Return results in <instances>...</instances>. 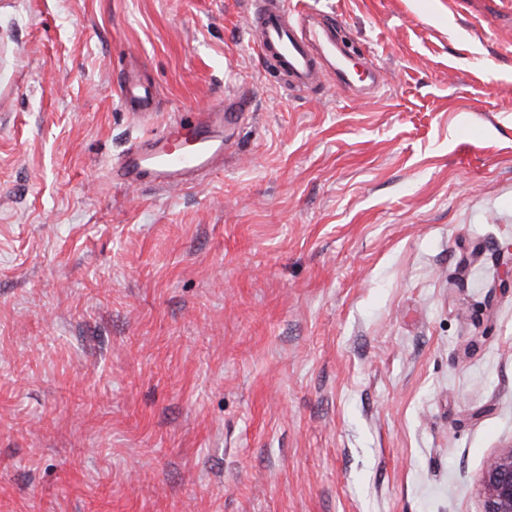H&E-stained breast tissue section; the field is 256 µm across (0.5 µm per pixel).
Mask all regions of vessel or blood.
<instances>
[{
  "instance_id": "b4317fda",
  "label": "vessel or blood",
  "mask_w": 512,
  "mask_h": 512,
  "mask_svg": "<svg viewBox=\"0 0 512 512\" xmlns=\"http://www.w3.org/2000/svg\"><path fill=\"white\" fill-rule=\"evenodd\" d=\"M253 45L268 65L291 88L316 85L324 75L336 76L341 84L351 80L350 59L336 41V26L320 19L319 11L286 8L284 0H250L248 14ZM124 103L148 111L150 101L135 74H127L121 86ZM248 98L241 97L199 113L193 121L195 144L189 149H172L168 143L179 132L170 125L138 151L125 156L116 171L118 183L162 186L192 184L224 157V140L214 130L223 125L228 112H245Z\"/></svg>"
}]
</instances>
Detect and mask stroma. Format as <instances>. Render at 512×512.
Segmentation results:
<instances>
[{"instance_id": "obj_1", "label": "stroma", "mask_w": 512, "mask_h": 512, "mask_svg": "<svg viewBox=\"0 0 512 512\" xmlns=\"http://www.w3.org/2000/svg\"><path fill=\"white\" fill-rule=\"evenodd\" d=\"M0 0V512H482L512 445V0ZM137 68L147 112L120 76ZM247 94L195 187L129 148ZM248 14L253 45L288 86L305 89L325 74L350 84V59L336 41V24L319 20L320 11L295 10L282 0H251Z\"/></svg>"}]
</instances>
